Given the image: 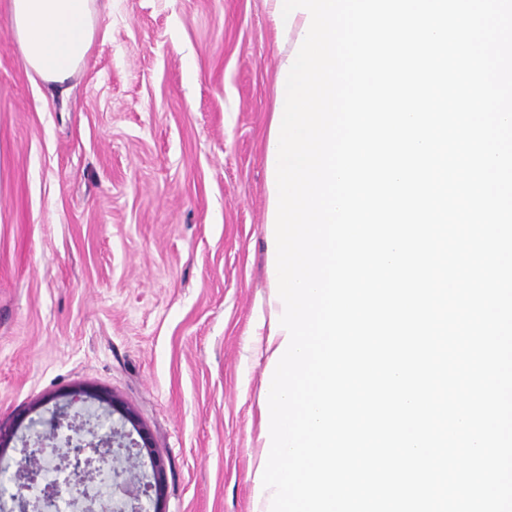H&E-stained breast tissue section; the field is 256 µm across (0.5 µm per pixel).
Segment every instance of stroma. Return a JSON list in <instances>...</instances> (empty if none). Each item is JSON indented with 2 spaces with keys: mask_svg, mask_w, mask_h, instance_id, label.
Segmentation results:
<instances>
[{
  "mask_svg": "<svg viewBox=\"0 0 512 512\" xmlns=\"http://www.w3.org/2000/svg\"><path fill=\"white\" fill-rule=\"evenodd\" d=\"M63 83L0 0V505L59 394L111 392L164 512H258L271 283L265 148L288 41L270 0H100Z\"/></svg>",
  "mask_w": 512,
  "mask_h": 512,
  "instance_id": "1",
  "label": "stroma"
}]
</instances>
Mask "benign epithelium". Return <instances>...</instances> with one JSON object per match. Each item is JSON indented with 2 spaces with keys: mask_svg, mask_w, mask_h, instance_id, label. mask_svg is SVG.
<instances>
[{
  "mask_svg": "<svg viewBox=\"0 0 512 512\" xmlns=\"http://www.w3.org/2000/svg\"><path fill=\"white\" fill-rule=\"evenodd\" d=\"M72 402H81L86 407L94 408V415L99 424L103 425L111 416L117 414L121 425H131L132 430L123 432L112 428V437L100 436L95 429L90 428L88 439L66 436L65 445L68 448L66 468L69 474L63 481H52L44 486L39 496L38 512H50L57 501L66 500L75 508L81 507L82 512H146V507L136 505L140 496H145L153 504L152 512H163L162 505L165 498L164 467L153 449L151 434L141 426L137 415L126 407L117 398L97 390H81L76 392ZM67 429L79 433L83 425L76 423V418L68 411L60 407L54 412L49 421V428L37 431L35 435L39 442L55 440L59 437V431ZM137 433L139 439L132 438V433ZM126 448L127 455L121 456L114 452L113 445ZM149 459L152 468V479L138 481L139 493L126 495L129 500L135 501L131 510L118 505L120 499L110 501L98 498L90 494L89 481L92 474L102 469H107L112 476V488L121 487L120 479L127 472V464L134 460ZM16 473L26 482L35 484L39 478V461L33 455H23L16 461Z\"/></svg>",
  "mask_w": 512,
  "mask_h": 512,
  "instance_id": "benign-epithelium-1",
  "label": "benign epithelium"
}]
</instances>
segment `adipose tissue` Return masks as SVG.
Segmentation results:
<instances>
[{
  "label": "adipose tissue",
  "mask_w": 512,
  "mask_h": 512,
  "mask_svg": "<svg viewBox=\"0 0 512 512\" xmlns=\"http://www.w3.org/2000/svg\"><path fill=\"white\" fill-rule=\"evenodd\" d=\"M10 17L26 68L61 83L83 63L100 12L98 0H11Z\"/></svg>",
  "instance_id": "1"
}]
</instances>
